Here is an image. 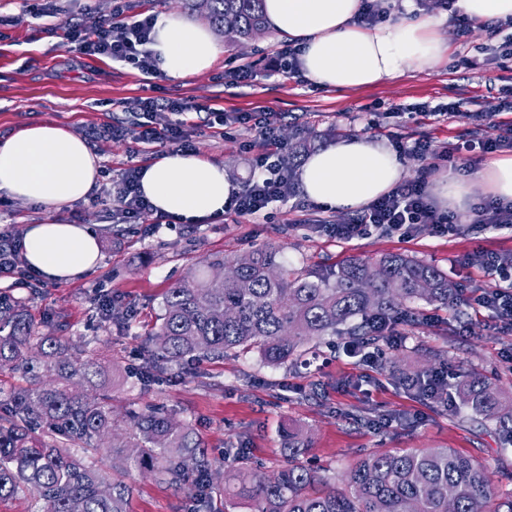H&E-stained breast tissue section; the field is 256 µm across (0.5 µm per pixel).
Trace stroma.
Instances as JSON below:
<instances>
[{"label":"stroma","mask_w":512,"mask_h":512,"mask_svg":"<svg viewBox=\"0 0 512 512\" xmlns=\"http://www.w3.org/2000/svg\"><path fill=\"white\" fill-rule=\"evenodd\" d=\"M117 1L130 22L144 12H186L183 0H95L91 5L86 0H52L55 17L38 18L26 15L24 0H0V18L20 20L18 26L0 31L1 135L38 121L59 122L81 134L109 118L124 117L125 106L154 95L230 113H277V134L287 145L306 142L320 149L342 138H363L374 121L402 140H424L439 152L485 133L486 115L512 102V28L492 37L484 22L475 20L467 33H460L441 0H428L425 13L438 20L447 55L430 69L413 66L377 87L350 92L326 90L283 72L275 58L281 41L270 31L222 52L205 72L181 81L161 77L152 89L133 65L79 54L52 31L56 20L68 17L95 24ZM243 63L257 64V79L247 85L226 84L225 73ZM448 104L454 112L438 115V108ZM206 119L203 113L195 117L196 154L223 164L225 174L243 184L256 155L249 147L253 130L234 124L219 133L206 126ZM401 161L405 179L422 176L431 183L448 172L463 174L471 181L473 199L484 197L482 165L470 162L468 155L450 166L415 154ZM297 204L294 197L272 202L266 216L239 224L220 218L210 224L179 221L157 228L148 216L139 224L110 223L102 206L83 199L64 207L61 215L67 220L78 217L99 235V268L68 284L36 282L16 288L5 279L0 293L25 302L42 332L89 344L93 357L124 369L147 357L145 334L165 292L216 258L272 244L282 247L293 266L324 274L349 258L398 252L448 271L471 298L496 288L498 281L477 267L456 268L454 260L481 249L512 252V230L474 223L468 209L457 212L460 230L450 237L428 228L410 239L376 230L346 244L319 225L347 222L352 212L329 207L300 212ZM106 294L131 311L125 329L102 318L98 306ZM422 311L424 320L398 324L406 342L387 351L388 363L380 369L361 365L336 336L312 343L305 365L297 367L267 364L255 352L202 364L185 362L166 372L157 398L195 425L215 458L237 450L267 473L288 460L283 428L302 425L314 435L309 462L329 477H342L358 458L375 451L453 448L481 460L500 493L512 492V481L503 478L512 471V443L480 429L466 415L428 407L400 388L390 365L395 358L400 366L420 368L424 351L431 350L449 375L469 368L510 389L512 369L503 359L512 354V328L471 305L460 317L428 305ZM131 484L130 512H182L186 492L138 475Z\"/></svg>","instance_id":"35a3bbf8"}]
</instances>
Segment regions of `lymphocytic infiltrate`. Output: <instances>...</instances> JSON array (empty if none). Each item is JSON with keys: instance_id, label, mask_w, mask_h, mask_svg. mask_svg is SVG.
Segmentation results:
<instances>
[{"instance_id": "obj_1", "label": "lymphocytic infiltrate", "mask_w": 512, "mask_h": 512, "mask_svg": "<svg viewBox=\"0 0 512 512\" xmlns=\"http://www.w3.org/2000/svg\"><path fill=\"white\" fill-rule=\"evenodd\" d=\"M154 21V14L150 13L134 22H126L122 7L116 6L95 25H86L72 17L55 25L54 30L63 42L71 44L79 53L130 63L150 81L160 75L149 48ZM136 107L143 115L142 121L131 125L120 120L108 123L89 131V140L94 143L108 138L126 141L129 154L134 158L157 147L189 152L193 149L192 137L197 126L188 121V114L209 112L222 126L244 120L243 115L224 113L216 108L209 110L204 104L180 98L142 97L137 99ZM277 123L278 116L273 112L263 113L254 122V144L260 149L254 176L232 194L225 215L256 218L273 201L295 195V174L280 161L284 146L276 135ZM142 174V166H129L111 179L103 192L92 195L91 203L103 206L116 224H136L146 214L153 215L155 224L171 223V216L155 212L144 196ZM426 188L427 184L421 178L401 183L388 195L367 205L354 220L326 225L325 230L345 243L366 239L374 230L397 232L404 238L415 236L427 227L440 236L454 234L456 226L450 215L433 207ZM462 264L480 266L486 273L499 278L498 287L478 295L476 303L491 311L501 322L512 325V253L480 251L464 258Z\"/></svg>"}]
</instances>
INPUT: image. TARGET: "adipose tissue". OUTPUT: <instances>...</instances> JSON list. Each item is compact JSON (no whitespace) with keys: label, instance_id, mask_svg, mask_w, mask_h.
I'll use <instances>...</instances> for the list:
<instances>
[{"label":"adipose tissue","instance_id":"obj_1","mask_svg":"<svg viewBox=\"0 0 512 512\" xmlns=\"http://www.w3.org/2000/svg\"><path fill=\"white\" fill-rule=\"evenodd\" d=\"M263 7L268 27L300 47L303 76L322 88L375 86L412 63L425 68L448 52L432 19L358 23L361 0H264ZM150 49L161 73L175 81L210 69L220 53L207 27L165 13L157 16ZM99 175L98 155L65 125L34 122L0 135V193L38 204L48 214L45 222L27 225L23 236L26 263L43 280L66 284L99 267L97 233L60 215L95 189ZM402 178L403 166L389 146L352 137L309 155L299 183L310 201L353 211L389 194ZM141 187L159 212L192 224L221 216L237 190L223 165L181 152L147 164Z\"/></svg>","mask_w":512,"mask_h":512}]
</instances>
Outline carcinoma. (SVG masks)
Returning a JSON list of instances; mask_svg holds the SVG:
<instances>
[{
    "label": "carcinoma",
    "instance_id": "obj_1",
    "mask_svg": "<svg viewBox=\"0 0 512 512\" xmlns=\"http://www.w3.org/2000/svg\"><path fill=\"white\" fill-rule=\"evenodd\" d=\"M219 34L236 43L264 33L263 0H184ZM458 310L459 286L448 273L410 255L372 261L352 258L327 275L294 269L278 246L208 264L167 290L148 332L150 354L126 383L148 395L168 366L190 357L220 359L258 352L272 365H295L303 348L346 336L355 348L376 347L375 317H406L420 303ZM19 370L25 384L0 388V501L30 494L33 512H129L138 472L158 484L189 490L186 512H220L215 500L245 501L250 512H512L485 466L452 448L374 452L359 459L341 483L304 463L311 431L287 428L288 462L271 474L244 457L224 471L193 425L163 402L131 407L119 424L112 382L99 361L69 340L40 332L25 306L0 296V371ZM430 366L399 373V383L433 403ZM454 390L460 407L512 439V391L479 373L462 371ZM105 451L113 476L89 460Z\"/></svg>",
    "mask_w": 512,
    "mask_h": 512
}]
</instances>
